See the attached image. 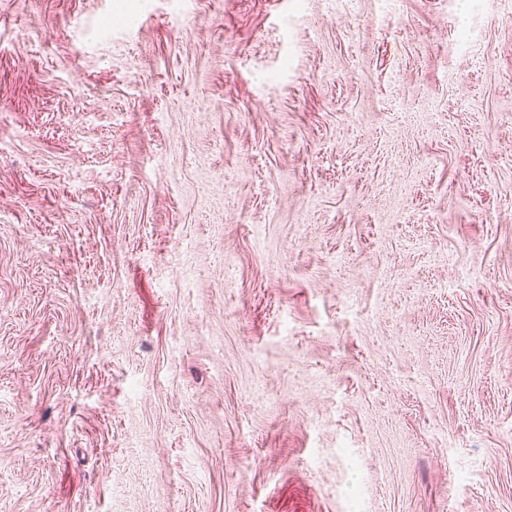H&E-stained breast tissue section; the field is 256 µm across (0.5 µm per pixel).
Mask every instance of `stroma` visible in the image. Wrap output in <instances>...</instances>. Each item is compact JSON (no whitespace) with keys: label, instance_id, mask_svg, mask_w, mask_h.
I'll return each mask as SVG.
<instances>
[{"label":"stroma","instance_id":"35a3bbf8","mask_svg":"<svg viewBox=\"0 0 512 512\" xmlns=\"http://www.w3.org/2000/svg\"><path fill=\"white\" fill-rule=\"evenodd\" d=\"M0 512H512V0H0Z\"/></svg>","mask_w":512,"mask_h":512}]
</instances>
